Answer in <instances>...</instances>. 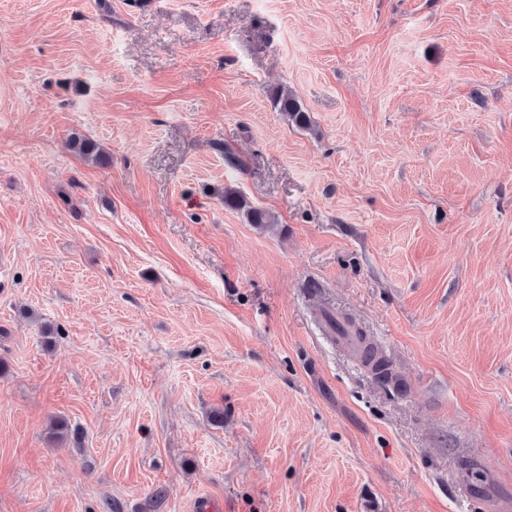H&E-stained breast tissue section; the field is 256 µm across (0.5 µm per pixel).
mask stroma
I'll use <instances>...</instances> for the list:
<instances>
[{
	"instance_id": "1",
	"label": "stroma",
	"mask_w": 512,
	"mask_h": 512,
	"mask_svg": "<svg viewBox=\"0 0 512 512\" xmlns=\"http://www.w3.org/2000/svg\"><path fill=\"white\" fill-rule=\"evenodd\" d=\"M474 462L512 492V0H0V512H470ZM271 104L277 112H281L289 123L308 129L312 125L309 111L302 102L288 89L281 88L271 94ZM224 204L229 208L243 211L247 223L258 228H266L274 223V217L269 212L251 205L242 194L232 188L224 189Z\"/></svg>"
}]
</instances>
